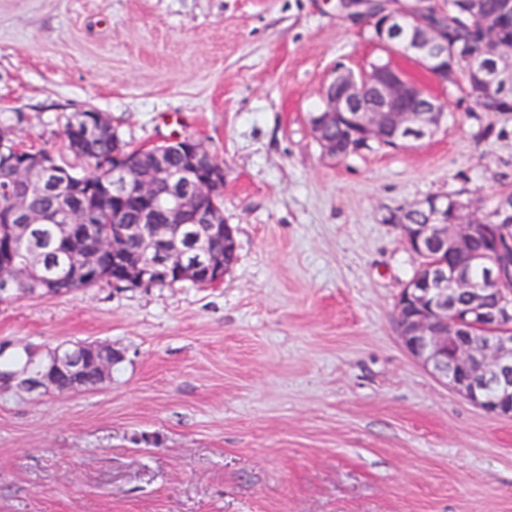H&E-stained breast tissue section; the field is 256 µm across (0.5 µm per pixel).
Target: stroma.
<instances>
[{
    "label": "stroma",
    "mask_w": 512,
    "mask_h": 512,
    "mask_svg": "<svg viewBox=\"0 0 512 512\" xmlns=\"http://www.w3.org/2000/svg\"><path fill=\"white\" fill-rule=\"evenodd\" d=\"M338 0H0V130L83 173L94 108L128 145L224 166L221 285L108 282L0 301V344L123 354L78 391L0 389V512H512V420L403 348L416 259L395 216L512 190V113L446 104L422 140L328 158L309 115L384 52Z\"/></svg>",
    "instance_id": "1"
}]
</instances>
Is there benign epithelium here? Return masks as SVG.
I'll return each mask as SVG.
<instances>
[{
	"label": "benign epithelium",
	"mask_w": 512,
	"mask_h": 512,
	"mask_svg": "<svg viewBox=\"0 0 512 512\" xmlns=\"http://www.w3.org/2000/svg\"><path fill=\"white\" fill-rule=\"evenodd\" d=\"M381 1L385 6L381 12L384 22L380 44L389 55L404 57L428 69L433 66L435 54L455 51L443 29L422 22L414 35L405 39L397 36L399 27H409L416 17L428 13L427 0H407L405 7L394 6L398 0H344L346 11L368 19ZM466 59L467 68L438 70L434 77L445 84L456 80L461 72L472 74L481 81L484 94L491 97L512 88V45L498 48L497 60L490 69L484 67L475 51ZM338 85L342 87L339 94ZM422 94H428L425 87L390 64L375 65L358 74H338L325 89L323 120L315 132L321 138L323 152L331 147L322 138L323 132L338 114L365 129L377 142L385 139L389 131L405 141L432 134L434 120L445 111V104L437 98L429 107L418 108L413 102ZM173 144L186 146L191 154L178 169L166 161V144L112 155V198L148 201L163 185L170 200L166 223H155L151 210L145 209L138 214L136 223L129 224L125 212L118 210L112 212V230L103 232L93 224L83 223L80 207L62 204L76 243L75 272H83L98 255L109 252L124 267L112 276L114 284L137 287L193 281L199 286H217L224 281L230 270L227 259L204 253L206 239L225 237L231 229L224 223L218 204L224 166L192 140H175ZM26 154L28 150L12 138L0 137V168L8 173L9 185L17 188L7 215L14 234L7 243H0V295L11 293L15 282L24 280L30 293L47 297L50 289L38 279L31 259L21 258V253L37 252L30 237L31 225L42 223L48 215L29 210L25 198L35 187L52 193L58 189L55 180L48 178L50 169L33 179L32 171L22 162ZM202 199L211 201V209L197 217L200 230L195 247L202 257L190 262L183 246L177 243V235ZM429 206L430 223L417 225L412 234L404 233L406 243L411 252L423 254L439 245L448 252V260L426 267L424 278L403 288L394 309L398 335L405 349L436 378L488 413L512 419V261L507 258L512 252V238H505L501 259L494 262L486 253L469 246L470 225L490 219L496 224H512V203L503 202L491 217L486 212L461 209L452 224L443 220L436 200H431ZM18 243L25 245L21 253L15 249ZM478 265L488 267V280L471 279L469 270ZM491 284L499 287L493 304L485 300ZM460 294L468 299L466 311L463 317L450 320L448 316ZM474 325L492 332L478 340L471 334ZM119 357L121 354L114 352L112 346L96 343L73 349L59 347L47 363L36 360L31 353L30 364L25 368L0 372V384L46 391L64 380L71 390H81L108 380L112 364Z\"/></svg>",
	"instance_id": "7a95c632"
}]
</instances>
